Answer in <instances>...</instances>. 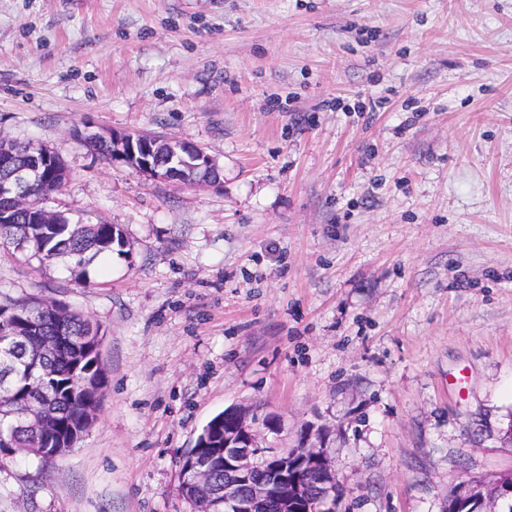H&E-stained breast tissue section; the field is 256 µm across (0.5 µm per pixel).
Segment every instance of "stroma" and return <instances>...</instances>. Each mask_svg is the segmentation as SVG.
<instances>
[{"instance_id": "35a3bbf8", "label": "stroma", "mask_w": 512, "mask_h": 512, "mask_svg": "<svg viewBox=\"0 0 512 512\" xmlns=\"http://www.w3.org/2000/svg\"><path fill=\"white\" fill-rule=\"evenodd\" d=\"M86 130L192 141L220 182ZM0 136L131 245L87 287L0 246V291L99 323L109 376L63 457L0 461V512H193L178 461L233 406L264 446L321 434L336 512L512 469V0H0ZM100 137L112 140L92 145L103 160L122 162L149 177L182 184L212 186L219 181L216 161L191 141L146 134H140L138 139L129 133L114 131L91 133L88 141ZM83 141L90 148L88 141L84 138ZM15 150L24 159H30L33 154H40L41 169L33 184L29 187L31 194L46 199L59 191L67 179V167L63 160L45 146H35L31 143H19L4 138L2 145ZM44 153L47 156H44ZM46 158V161H45Z\"/></svg>"}]
</instances>
